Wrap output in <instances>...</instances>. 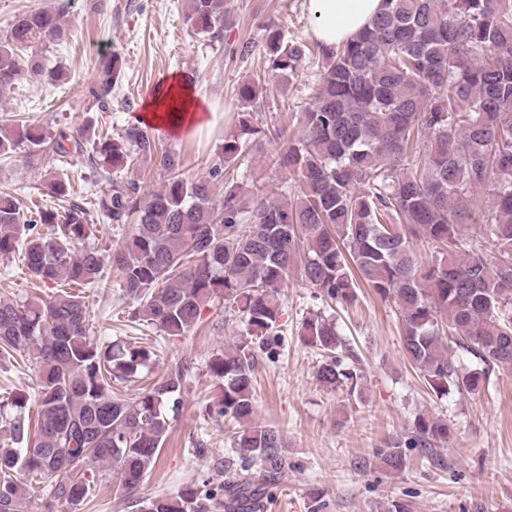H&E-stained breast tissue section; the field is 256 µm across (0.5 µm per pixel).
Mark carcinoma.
<instances>
[{"instance_id":"carcinoma-1","label":"carcinoma","mask_w":512,"mask_h":512,"mask_svg":"<svg viewBox=\"0 0 512 512\" xmlns=\"http://www.w3.org/2000/svg\"><path fill=\"white\" fill-rule=\"evenodd\" d=\"M51 10L18 17L0 40V88L17 82L61 85L65 72L45 63L39 47L68 35ZM226 0H188L186 22L197 35L223 37ZM270 71L282 81L299 74L311 53L265 26ZM323 71L312 102L297 113L301 135L237 115L238 132L224 137L208 175L183 177V156L163 148L139 125L123 134H99L87 124L77 136L50 144L67 157L85 155L105 187L96 213L133 234L112 244L130 321L169 336H184L218 298L238 308L243 330L211 359L222 395L209 414L238 424L234 447L246 477L224 466L219 490L191 483L172 494L142 500L138 512H264L268 487L281 474L283 439L255 414L257 354L282 341L281 288L293 271L323 298L356 303L372 289L396 303L402 347L434 395L475 391L496 366L512 365V0H382L368 27L334 46L315 43ZM122 73L120 57L100 58L90 95L109 106ZM266 84L238 89L245 106L258 107ZM282 140L268 157L286 172L255 194H245L240 170L249 168L254 142ZM37 156L46 136L36 126L0 125V156L20 145ZM154 161L165 182L141 197L135 179L118 180L135 158ZM49 196L68 193L60 176L47 178ZM481 215L491 253L476 250L460 226ZM94 225L77 204L62 212L26 214L18 198L0 194V255L21 251L28 275L55 287L98 288L103 256L86 245ZM434 249L426 263L413 249ZM81 293L63 288L41 302L0 298V359L30 363L34 393L14 398L0 445V512H23L32 483L48 490L46 512H77L91 496L96 469L112 466L127 492L152 470L168 429V412L181 400L178 369L133 399L112 383L131 382L150 351L121 343L104 347L89 333ZM300 336L324 351L316 372L324 387L354 390L357 374L341 354L352 352L336 322L308 316ZM483 364L466 370L459 354ZM414 431L377 454L393 472L409 463L403 448L448 442V422L419 415Z\"/></svg>"}]
</instances>
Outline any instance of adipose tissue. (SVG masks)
I'll list each match as a JSON object with an SVG mask.
<instances>
[{
	"mask_svg": "<svg viewBox=\"0 0 512 512\" xmlns=\"http://www.w3.org/2000/svg\"><path fill=\"white\" fill-rule=\"evenodd\" d=\"M382 0H310L312 36L333 46L360 31L378 12ZM213 109L180 76L164 78L146 100L141 119L170 133L198 132L209 126Z\"/></svg>",
	"mask_w": 512,
	"mask_h": 512,
	"instance_id": "1",
	"label": "adipose tissue"
}]
</instances>
